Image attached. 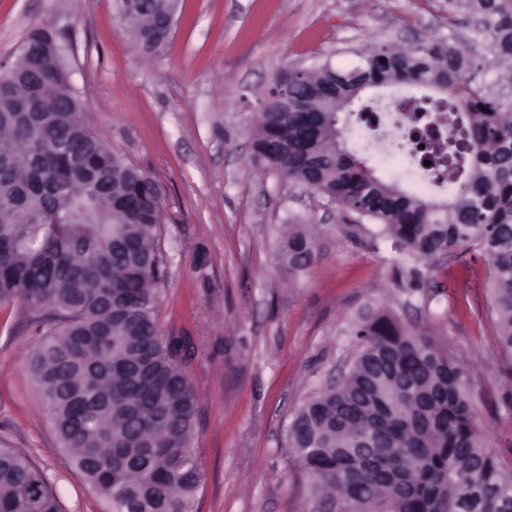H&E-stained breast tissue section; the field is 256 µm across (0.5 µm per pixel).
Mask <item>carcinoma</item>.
Segmentation results:
<instances>
[{"label": "carcinoma", "instance_id": "carcinoma-1", "mask_svg": "<svg viewBox=\"0 0 512 512\" xmlns=\"http://www.w3.org/2000/svg\"><path fill=\"white\" fill-rule=\"evenodd\" d=\"M478 15L491 49L512 59V0H448ZM143 50L172 30L156 0L125 15ZM67 46L49 26L31 29L0 74V306L38 318L28 371L60 446L106 500V512H192L203 471L194 449L198 395L186 372L194 347L167 336L157 308L165 286L162 200L153 178L86 122L69 80ZM455 41L381 47L366 64L333 70L341 98L406 83L445 89L448 159L417 147L457 185L437 202L374 176L332 126L336 105L311 100L326 74L286 71L277 81L322 114L261 112L253 161L382 224L399 254L450 258L477 247L490 261L498 341L512 359V101L476 85ZM305 224L284 225L279 256L291 272L311 263ZM355 353L336 385L310 397L287 446L318 505L345 512H499L512 509V468L488 448L466 368L429 332L392 313L351 328ZM373 442L357 453L358 439ZM0 512H59L42 471L0 446Z\"/></svg>", "mask_w": 512, "mask_h": 512}]
</instances>
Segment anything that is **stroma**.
Here are the masks:
<instances>
[{
  "label": "stroma",
  "mask_w": 512,
  "mask_h": 512,
  "mask_svg": "<svg viewBox=\"0 0 512 512\" xmlns=\"http://www.w3.org/2000/svg\"><path fill=\"white\" fill-rule=\"evenodd\" d=\"M163 52L145 54L119 0H0V62L49 25L69 47L70 81L112 149L154 178L164 202L165 334L188 337L198 393L203 479L194 512H316L307 476L286 446L297 408L337 380L367 311L394 313L443 339L469 371L477 426L512 466V375L496 336L489 266L478 249L415 262L366 220L263 171L252 160L256 117L281 71L362 65L368 50L451 37L476 82L512 92V63L479 21L448 0H180ZM367 123L344 126L349 150L407 193L444 200L404 152L384 159ZM309 224L317 255L290 274L277 253L285 225ZM23 304L0 307V444L44 473L61 512H103L58 446L27 358L40 336Z\"/></svg>",
  "instance_id": "35a3bbf8"
}]
</instances>
